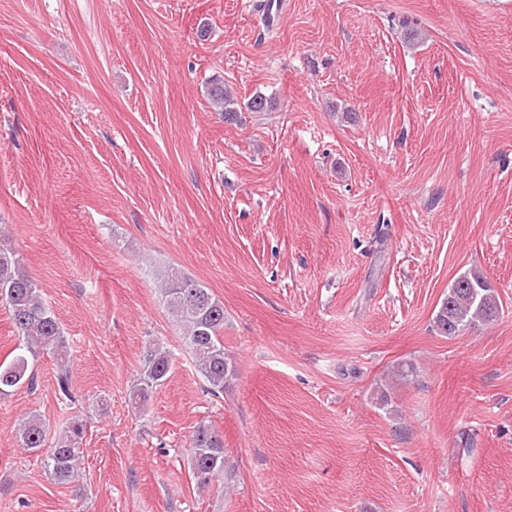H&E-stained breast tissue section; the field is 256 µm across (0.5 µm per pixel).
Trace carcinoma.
I'll list each match as a JSON object with an SVG mask.
<instances>
[{
    "label": "carcinoma",
    "mask_w": 512,
    "mask_h": 512,
    "mask_svg": "<svg viewBox=\"0 0 512 512\" xmlns=\"http://www.w3.org/2000/svg\"><path fill=\"white\" fill-rule=\"evenodd\" d=\"M206 93L222 108L225 121L237 120V101L224 86V80H210ZM159 276L162 304L168 317L180 328L183 346L196 371L211 392L224 391L237 372L235 362L224 352V303L209 288L174 267L160 271ZM0 305L8 310L18 340L13 357L0 364V394L33 385L29 358L46 352L59 360V390L63 396H69L67 341L60 323L21 258L4 241L0 243ZM501 309L496 289L483 274L471 271L448 288L435 314L434 326L442 336H458L478 322L495 320ZM172 366V355L163 343L153 341L146 345L138 383L131 392L132 404L140 406L147 402L153 389L166 380ZM84 431L85 424L71 422L44 454V468L55 481L79 482V445ZM18 435L22 447L39 451L45 447L47 428L39 415L31 414L20 425ZM188 468L202 491L223 479L224 441L206 422L196 424L192 432Z\"/></svg>",
    "instance_id": "1"
}]
</instances>
